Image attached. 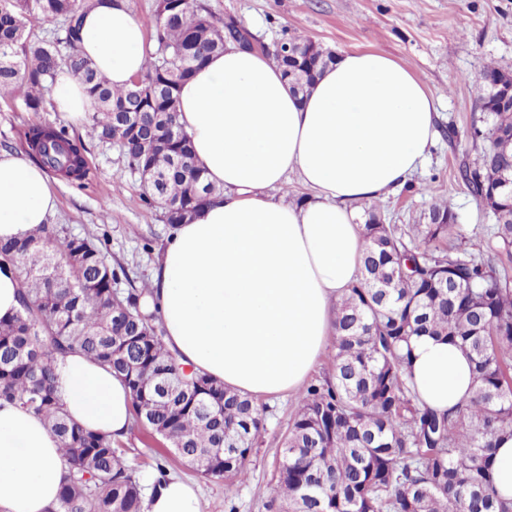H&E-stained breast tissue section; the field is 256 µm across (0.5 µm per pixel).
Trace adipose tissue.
<instances>
[{
	"instance_id": "adipose-tissue-1",
	"label": "adipose tissue",
	"mask_w": 512,
	"mask_h": 512,
	"mask_svg": "<svg viewBox=\"0 0 512 512\" xmlns=\"http://www.w3.org/2000/svg\"><path fill=\"white\" fill-rule=\"evenodd\" d=\"M80 51L127 87L144 69L143 25L125 0H93ZM178 97L195 163L224 194L172 230L145 308L184 366L254 398L298 393L336 334L337 300L361 279L359 207L422 165L435 140V98L407 66L372 51L343 53L297 96L268 58L233 45ZM52 103L77 126L92 110L67 70ZM292 174L310 190L299 203L271 194ZM56 210L45 170L0 152V240L27 237ZM409 372L421 400L440 411L474 391L467 356L430 336L413 339ZM56 374L70 419L126 438L132 396L122 380L79 352L59 360ZM63 475L44 420L0 405V512H48ZM140 483L145 512H201L191 483L154 471Z\"/></svg>"
}]
</instances>
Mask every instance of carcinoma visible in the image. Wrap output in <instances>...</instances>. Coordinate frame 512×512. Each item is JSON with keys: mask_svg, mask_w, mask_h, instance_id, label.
Returning a JSON list of instances; mask_svg holds the SVG:
<instances>
[{"mask_svg": "<svg viewBox=\"0 0 512 512\" xmlns=\"http://www.w3.org/2000/svg\"><path fill=\"white\" fill-rule=\"evenodd\" d=\"M79 0H0V91L30 112L45 109L59 70L85 85L94 103L87 123L116 147L131 174H145L140 197L170 226L223 195L194 164L177 121L178 91L210 56L224 51V21L199 0H160L157 50L140 87L112 89L79 48ZM61 21L33 38L29 21ZM296 70L277 48L263 49L291 91L307 94L336 54L300 35ZM481 116L471 137L483 141L474 166L461 170L470 192L496 219L493 236L512 251V76L486 71ZM35 163L69 180L86 177L85 143L49 123L26 132ZM362 280L336 303L330 375L300 392L282 436L267 508L289 512H512L493 484L496 441L512 435V275L482 255L448 244L456 215L432 204L435 224L385 223L376 204L362 207ZM0 265L20 277L19 309L0 320V399L45 419L60 442L65 473L50 512H142L143 487L130 449L85 429L64 413L56 362L79 351L109 367L129 387L133 424L178 445L177 457L212 479L242 482L265 432L255 400L205 375L182 374L162 325L141 311L148 286L124 292L125 268L98 244L45 224L19 241L0 240ZM435 336L469 357L475 391L440 412L418 397L407 369L410 340Z\"/></svg>", "mask_w": 512, "mask_h": 512, "instance_id": "cac0c4a2", "label": "carcinoma"}]
</instances>
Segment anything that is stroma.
<instances>
[{
    "mask_svg": "<svg viewBox=\"0 0 512 512\" xmlns=\"http://www.w3.org/2000/svg\"><path fill=\"white\" fill-rule=\"evenodd\" d=\"M216 17H236L266 44L283 33H298L335 54L371 50L407 64L437 100V138L422 168L379 205L391 224H422L431 205L449 200L457 216L453 244L469 252L497 250L494 224L459 176L480 151L468 135L485 90L482 75L493 66L512 74V0H203ZM48 122L82 138L87 176L57 178L55 223L76 235L101 240L112 264L123 265L135 284L150 283L152 269L170 228L158 209L140 198L134 176L120 175L118 150L103 149L87 126L69 124L64 113L27 111L20 99L0 93V151L28 154V127ZM151 240L154 250L142 249ZM266 431L249 458L245 482L201 477L177 457L171 473L195 480L203 512H267V486L274 478L280 437L295 401L290 396L260 399Z\"/></svg>",
    "mask_w": 512,
    "mask_h": 512,
    "instance_id": "stroma-1",
    "label": "stroma"
}]
</instances>
